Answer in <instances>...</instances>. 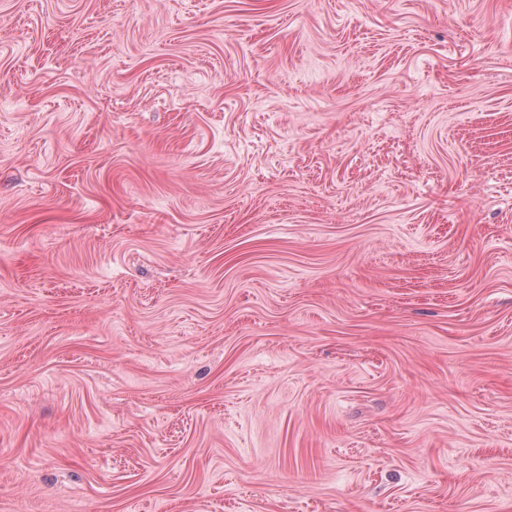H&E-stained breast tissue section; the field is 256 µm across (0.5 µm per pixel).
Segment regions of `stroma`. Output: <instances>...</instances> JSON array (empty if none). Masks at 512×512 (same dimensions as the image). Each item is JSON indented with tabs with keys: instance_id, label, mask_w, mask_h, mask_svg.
I'll use <instances>...</instances> for the list:
<instances>
[{
	"instance_id": "obj_1",
	"label": "stroma",
	"mask_w": 512,
	"mask_h": 512,
	"mask_svg": "<svg viewBox=\"0 0 512 512\" xmlns=\"http://www.w3.org/2000/svg\"><path fill=\"white\" fill-rule=\"evenodd\" d=\"M0 512H512V0H0Z\"/></svg>"
}]
</instances>
